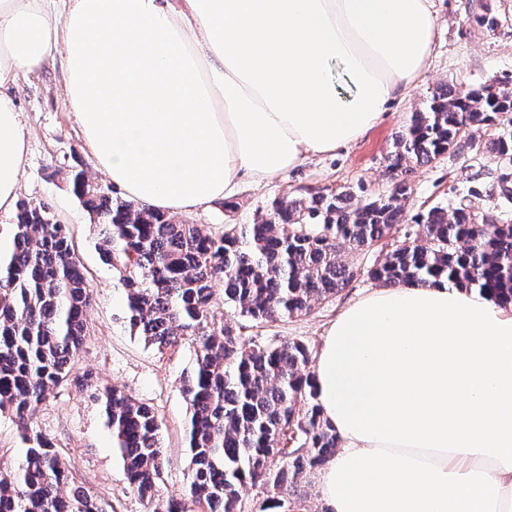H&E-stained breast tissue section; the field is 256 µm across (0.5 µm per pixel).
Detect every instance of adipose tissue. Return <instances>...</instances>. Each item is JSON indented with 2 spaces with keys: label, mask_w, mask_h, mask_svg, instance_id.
<instances>
[{
  "label": "adipose tissue",
  "mask_w": 512,
  "mask_h": 512,
  "mask_svg": "<svg viewBox=\"0 0 512 512\" xmlns=\"http://www.w3.org/2000/svg\"><path fill=\"white\" fill-rule=\"evenodd\" d=\"M436 27L434 0H0V212L27 152L9 88L55 53L113 187L192 212L355 143ZM315 387L331 512H512V307L444 278L373 291L328 328Z\"/></svg>",
  "instance_id": "obj_1"
}]
</instances>
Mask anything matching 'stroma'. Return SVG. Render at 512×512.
I'll list each match as a JSON object with an SVG mask.
<instances>
[{"label":"stroma","mask_w":512,"mask_h":512,"mask_svg":"<svg viewBox=\"0 0 512 512\" xmlns=\"http://www.w3.org/2000/svg\"><path fill=\"white\" fill-rule=\"evenodd\" d=\"M439 24L429 68L416 88L391 103L383 119L357 142L333 154L310 157L303 164L262 184H244L222 206L189 216L192 224L219 235L228 224H249L273 200L288 201L324 189L364 188L368 197L384 193L390 182L388 156L400 126L418 111L427 95L447 85L475 89L512 77V0H436ZM484 13L499 24L477 23ZM27 153L21 173L22 200L44 205L64 224L76 255L87 270L93 300L86 312V336L72 373L92 372L101 384L122 390L152 407L162 430L166 467L155 504H165L188 486L191 475L186 443L189 403L182 382L197 367L191 343L160 350L129 323L126 290L120 272L103 261L100 228L72 193V176L84 172L103 182L75 112L65 96L60 64L48 63L34 75L21 76L12 87ZM493 130L476 132V146L462 145L432 163L415 168L408 215L432 206L463 202L479 213L512 222V204L492 195L504 163L489 157L482 145ZM383 257L380 250L353 255L362 273L336 297L315 305L306 315L257 323L244 320L223 302L215 304L220 322L244 325L246 337L263 342L297 341L317 356L325 334L352 301L377 289L367 271ZM34 427L54 443L64 467L76 481L108 506V512H152L129 486L123 461L113 446L103 409L90 391L68 385L54 390L34 415Z\"/></svg>","instance_id":"1"}]
</instances>
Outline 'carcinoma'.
<instances>
[{"label": "carcinoma", "instance_id": "1", "mask_svg": "<svg viewBox=\"0 0 512 512\" xmlns=\"http://www.w3.org/2000/svg\"><path fill=\"white\" fill-rule=\"evenodd\" d=\"M497 128L489 156L512 162V81L432 91L397 132L385 194L318 192L275 200L251 224L213 236L174 215L115 202L112 188L73 176V192L103 225L104 261L123 274L130 325L159 349L190 340L197 368L185 381L192 414L188 490L153 512H244L240 489L265 495L258 512H300L298 487L336 452L338 436L316 403L307 347L243 340L215 320L214 283L244 318L273 322L305 315L357 276L345 260L393 239L369 276L385 286L441 278L512 304V224L459 204L414 215L404 226L412 188L406 175L461 143ZM92 291L65 226L41 204L21 202L13 250L0 259V410H9L32 442L19 471L0 468V512H106L62 467L52 441L31 427L50 391L71 382L69 364L86 336ZM94 389L137 495L151 504L164 467L155 412L123 392Z\"/></svg>", "mask_w": 512, "mask_h": 512}]
</instances>
